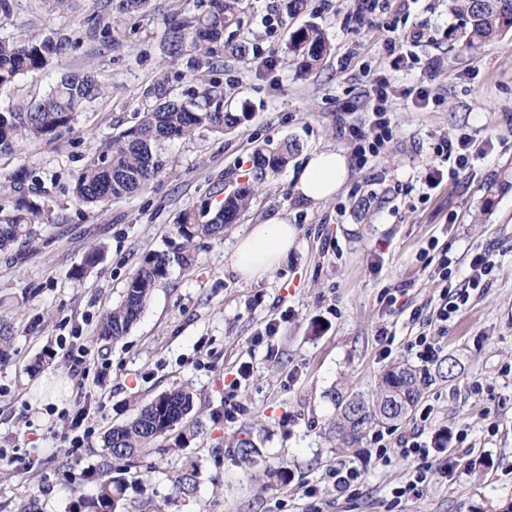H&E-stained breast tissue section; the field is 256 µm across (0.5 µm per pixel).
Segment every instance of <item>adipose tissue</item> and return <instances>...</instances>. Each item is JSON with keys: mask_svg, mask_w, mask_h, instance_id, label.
<instances>
[{"mask_svg": "<svg viewBox=\"0 0 512 512\" xmlns=\"http://www.w3.org/2000/svg\"><path fill=\"white\" fill-rule=\"evenodd\" d=\"M348 174L349 162L344 153L318 150L305 162L295 189L312 201L326 200L342 188ZM297 241L295 225L277 216L269 217L238 238L232 255L233 268L245 280L262 279L288 258Z\"/></svg>", "mask_w": 512, "mask_h": 512, "instance_id": "1", "label": "adipose tissue"}]
</instances>
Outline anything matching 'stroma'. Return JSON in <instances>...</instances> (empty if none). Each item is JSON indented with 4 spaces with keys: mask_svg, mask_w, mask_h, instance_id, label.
I'll list each match as a JSON object with an SVG mask.
<instances>
[{
    "mask_svg": "<svg viewBox=\"0 0 512 512\" xmlns=\"http://www.w3.org/2000/svg\"><path fill=\"white\" fill-rule=\"evenodd\" d=\"M207 0H150L127 14L120 0H73L65 13L44 0H10L0 36L65 39L51 69L20 76L0 90V110L43 98L62 74L89 71L102 95L56 138L0 154V206L22 196L48 213L33 235L0 251V318L14 328V348L0 362V449L34 459L0 466V512L37 499L40 512H70L95 494L103 437L161 393L195 392L198 434L184 448L145 452L127 491L128 512H507L512 507V189L491 188L512 168V35L475 53L448 37L459 19L449 0H379L365 24L350 20L352 0H307L288 14L286 0H241L243 24L231 54L205 65L195 52L170 57L171 24ZM312 23L327 37L321 66L300 74L288 52L292 31ZM402 56L399 69L389 58ZM230 91L241 124L168 143V173L148 189L104 206L73 198L74 178L100 142L137 120L165 81L171 97L197 87V75ZM383 85L393 133L368 163L352 160L346 185L329 201L295 191L316 150L350 155L351 133L368 119L366 94ZM429 104L419 107V93ZM469 133L481 152L452 175L434 152L439 138ZM298 149L286 167L259 184L247 212L220 240L194 245L190 267H173L139 321L120 341L97 336L103 312L119 304L127 277L149 252L168 249L183 213L207 220L224 198L252 181L256 147ZM29 177L15 189V177ZM280 216L299 230L298 247L272 275L247 282L232 268L235 239L250 225ZM100 259L89 267L92 251ZM495 263L487 287L471 291L446 322L437 310L456 300L472 256ZM452 261V284L434 270ZM398 295L387 305L386 294ZM437 351L418 355V336ZM78 337L87 376L74 374L60 347ZM455 358L451 379H437L422 400L428 421L411 413L379 429L389 445L417 428H448L465 438L432 458L419 496L396 499L409 460L374 459V437L340 448L330 431L333 391L372 397L396 363L436 370ZM86 404L92 429L71 447L59 412ZM247 436L263 455L253 466L234 460L232 439ZM68 456L59 467V456ZM458 461L443 474L447 460ZM362 467L357 490L338 496L332 473ZM196 467L199 485L176 493L175 477ZM287 467L288 481L269 477Z\"/></svg>",
    "mask_w": 512,
    "mask_h": 512,
    "instance_id": "obj_1",
    "label": "stroma"
}]
</instances>
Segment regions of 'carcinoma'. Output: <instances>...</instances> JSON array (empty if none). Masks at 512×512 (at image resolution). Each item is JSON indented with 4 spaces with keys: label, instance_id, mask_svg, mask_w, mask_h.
Masks as SVG:
<instances>
[{
    "label": "carcinoma",
    "instance_id": "cac0c4a2",
    "mask_svg": "<svg viewBox=\"0 0 512 512\" xmlns=\"http://www.w3.org/2000/svg\"><path fill=\"white\" fill-rule=\"evenodd\" d=\"M239 0H208L205 10L184 17L173 25L165 41L173 56L190 48L208 60L224 55V31L240 25ZM452 10L461 25L452 33L477 51L488 43L512 34V0H452ZM61 44L53 38L34 36L23 41L0 39V89L22 75L49 70ZM288 50L298 61L299 70L309 73L318 68L328 50L325 33L315 25H304L290 34ZM198 89L184 99L171 100L161 83L153 89L157 104L138 114V121L102 141L84 162L74 184L75 200L96 206L146 190L166 171V143L173 139L191 140L202 133L222 134L237 127L246 114L231 110L219 84L201 74ZM94 75L81 72L63 76L48 94L37 102H18L0 111V154L11 152L25 141L54 135L71 124L83 106L102 94ZM295 147L283 142L255 149L254 183L238 187L224 198V205L206 222L190 212L176 224L177 242L167 252L145 254L127 278L123 299L103 312L98 338L117 342L140 318L157 283L168 276L172 263L188 266L194 260L198 239H215L238 222L255 195V184L269 173L283 169ZM44 213L41 202L22 197L15 206L0 207V251H8L16 241L32 233L31 224ZM13 327L0 321V360L8 356ZM432 381L425 369L396 364L380 377L373 399L358 393L334 392L336 418L332 430L336 439L352 447L378 426L406 416L419 402ZM194 407V394L186 386L164 392L145 403L127 423L112 428L104 436V454L99 464L100 482L95 495L79 501L73 512H120L127 490L123 468L134 464L141 453L160 441H173L181 448L196 436L188 415ZM238 460L255 462L260 449L249 438L233 441ZM195 468L175 478L179 493L191 495L197 489Z\"/></svg>",
    "mask_w": 512,
    "mask_h": 512
}]
</instances>
